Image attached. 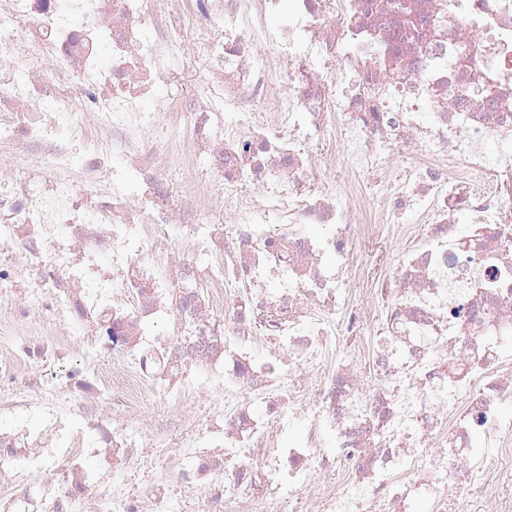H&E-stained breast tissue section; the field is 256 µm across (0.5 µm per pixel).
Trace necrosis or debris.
I'll return each mask as SVG.
<instances>
[{
    "instance_id": "obj_1",
    "label": "necrosis or debris",
    "mask_w": 512,
    "mask_h": 512,
    "mask_svg": "<svg viewBox=\"0 0 512 512\" xmlns=\"http://www.w3.org/2000/svg\"><path fill=\"white\" fill-rule=\"evenodd\" d=\"M420 499L512 512V0H0V512Z\"/></svg>"
}]
</instances>
